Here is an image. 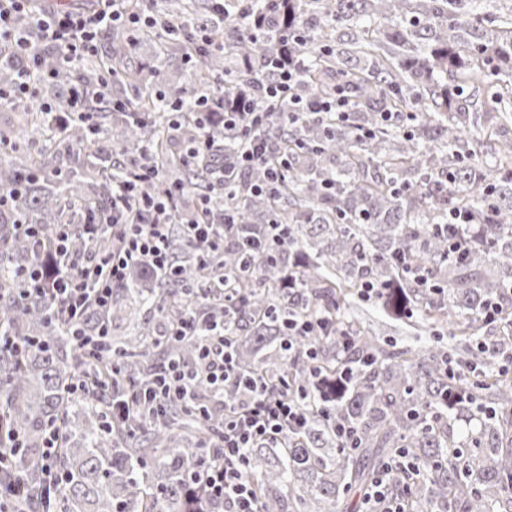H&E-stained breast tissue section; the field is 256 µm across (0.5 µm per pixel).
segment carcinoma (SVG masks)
Listing matches in <instances>:
<instances>
[{
    "mask_svg": "<svg viewBox=\"0 0 512 512\" xmlns=\"http://www.w3.org/2000/svg\"><path fill=\"white\" fill-rule=\"evenodd\" d=\"M164 12L224 41L233 59L200 58L198 93L222 94L226 104L239 92L257 100L269 78L264 63L286 51L307 62L298 95H346L355 110L344 122L314 114L290 126L270 119L265 134L289 161L278 191H250L266 179L257 167L240 178L243 189L211 201L210 216L219 220L229 210L242 237L274 221L288 225L287 248L258 260L255 276L221 284L222 274L240 272L237 248L207 258L173 227L174 274L150 276L146 265H133L106 314L90 307L81 324L93 335L133 306L153 316L133 321L128 335L93 354L68 335L53 302L20 295L17 273L50 258V225L70 223L77 204L89 217H107L112 182L145 167L159 171L140 183L145 196L175 183L209 187L214 159L192 167L170 162L171 104L180 105L190 132L195 98L173 87L160 99L149 73L122 63L91 100L90 116L63 130L68 165L52 153H0V190H15L0 214V243L11 257L0 267V333L36 343L21 358L0 351V434L20 432L29 483L42 478L44 438L56 427L64 480L51 496L53 512H224L190 477L207 463L202 445L224 429V412L207 391L194 403L166 406L160 420L147 410L114 418L108 409L112 381L129 397L163 360H195L203 337L164 342L188 305L219 314L224 295L235 294L241 303L230 331L241 369L286 379L290 394L307 396L302 430L276 448L250 450L260 512H355L351 493L367 491L389 467L387 493L408 497V512H512V332L502 335L482 320L493 302L512 326V140L495 148L505 162L489 169L479 161L489 141L478 137L487 124L512 120V5L493 16L482 0H279L275 9L270 0L225 3L227 14L265 19L256 36L232 19L204 20L215 14L209 0H164ZM147 36L163 51L196 54V44L178 34ZM43 65L55 80L56 109L71 112L72 90L96 85L112 57L71 69L48 52ZM114 93L124 100L122 113L112 111ZM19 110L25 129L55 140L43 112ZM380 112L411 119L387 125ZM357 128L365 134L355 135ZM114 143L122 146L120 159L112 157ZM457 210L473 215L474 236L450 254L448 216ZM18 219L41 225V239L19 233ZM111 247V238L92 240L79 226L71 241L77 256ZM410 268L424 270L428 284L415 282ZM366 282L380 288L374 304L388 322L402 323L411 312L429 337L398 348L361 326L351 302ZM289 316L326 317L346 328V356L331 336L294 339L315 347L313 358L288 352ZM447 334L465 342L464 353L445 345ZM451 360L477 367L476 385L450 379ZM347 366L352 373L344 379ZM81 381L96 387L77 398ZM73 410L83 414L78 427ZM338 423L354 433L348 451Z\"/></svg>",
    "mask_w": 512,
    "mask_h": 512,
    "instance_id": "1",
    "label": "carcinoma"
}]
</instances>
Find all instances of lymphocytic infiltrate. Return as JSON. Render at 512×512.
Returning <instances> with one entry per match:
<instances>
[{
	"label": "lymphocytic infiltrate",
	"instance_id": "obj_1",
	"mask_svg": "<svg viewBox=\"0 0 512 512\" xmlns=\"http://www.w3.org/2000/svg\"><path fill=\"white\" fill-rule=\"evenodd\" d=\"M125 2L93 0L89 6L60 10L46 0H0V66H10L17 75L11 87L0 88V101L50 112V104L40 94L45 76L37 43L57 50L65 60L78 61L102 53V39L107 34L121 31L131 35L162 24L155 0H142L136 12L127 11ZM270 65L277 79L263 87L261 100H245L225 108L213 97L199 96V125L194 138L182 149L184 162H196L213 152L210 130L212 116L217 112L223 115L225 131L235 134L244 144L243 151L232 161L241 172L267 164L274 146L260 136L259 129L281 103L291 102L297 114L334 113L339 119L348 118L347 99L295 97L294 86L305 66L304 59L284 54L272 59ZM183 199L179 191L146 197L135 182H125L119 186L115 201L134 211L135 218L118 224L119 248L82 259L70 256L72 227L57 225L54 247L61 257L60 267L53 274L39 266L25 269L21 274L22 296L54 300L76 343L89 345L92 338L80 325L84 312L91 306L106 311L114 288L121 284L130 264L140 261L161 272L171 270V225H184L189 244L204 245L215 254L236 241L235 224L203 216L190 218L182 209ZM207 319L205 311L188 312L172 331L177 338L194 336L202 325H209L210 333L200 347L197 363L168 362L151 385L137 388L132 397L141 404L160 408L174 400H190L202 379L220 392L233 388L234 398L224 403V431L210 451L213 461L198 472L197 478L208 496L223 500L224 512H259L250 481L252 463L248 451L261 444L277 443L288 433L303 428L306 417L287 391L271 386L263 377L241 373L226 325H211Z\"/></svg>",
	"mask_w": 512,
	"mask_h": 512
}]
</instances>
